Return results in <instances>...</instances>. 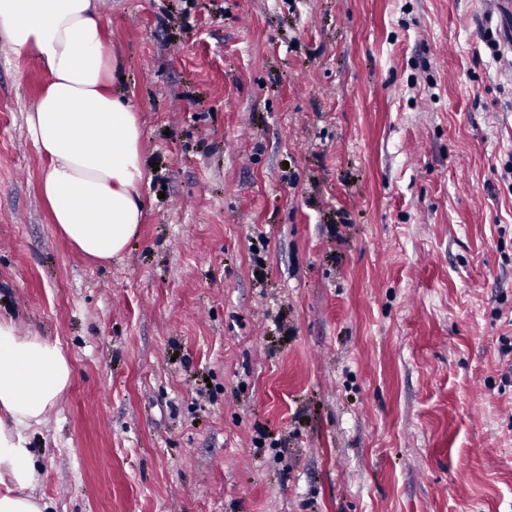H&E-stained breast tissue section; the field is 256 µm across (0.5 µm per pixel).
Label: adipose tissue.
Here are the masks:
<instances>
[{
    "label": "adipose tissue",
    "instance_id": "ef3b65f1",
    "mask_svg": "<svg viewBox=\"0 0 512 512\" xmlns=\"http://www.w3.org/2000/svg\"><path fill=\"white\" fill-rule=\"evenodd\" d=\"M0 31L15 52H34L46 80L27 129L49 165L41 195L58 231L82 255L123 253L145 217L142 129L112 92L117 61L98 0H0ZM58 341L0 316V512H46L29 432L70 386Z\"/></svg>",
    "mask_w": 512,
    "mask_h": 512
}]
</instances>
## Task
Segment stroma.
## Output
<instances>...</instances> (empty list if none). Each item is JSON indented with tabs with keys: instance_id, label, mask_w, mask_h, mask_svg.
<instances>
[{
	"instance_id": "1",
	"label": "stroma",
	"mask_w": 512,
	"mask_h": 512,
	"mask_svg": "<svg viewBox=\"0 0 512 512\" xmlns=\"http://www.w3.org/2000/svg\"><path fill=\"white\" fill-rule=\"evenodd\" d=\"M493 0H103L146 218L40 195L0 32V315L73 379L48 512H512V50Z\"/></svg>"
}]
</instances>
